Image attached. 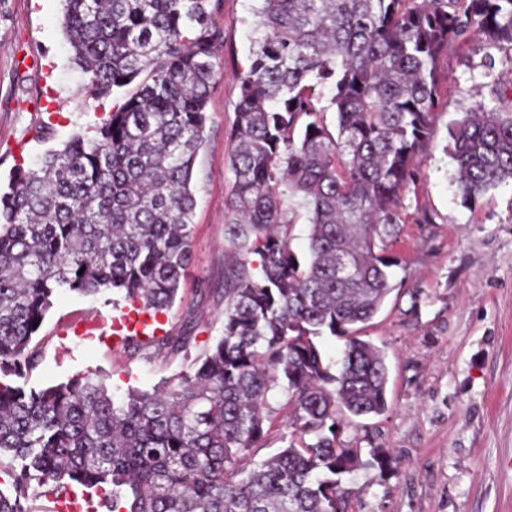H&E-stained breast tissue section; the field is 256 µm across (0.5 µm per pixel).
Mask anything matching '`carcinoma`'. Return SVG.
<instances>
[{
  "instance_id": "1",
  "label": "carcinoma",
  "mask_w": 512,
  "mask_h": 512,
  "mask_svg": "<svg viewBox=\"0 0 512 512\" xmlns=\"http://www.w3.org/2000/svg\"><path fill=\"white\" fill-rule=\"evenodd\" d=\"M73 61L120 97L0 192V465L24 460L0 512H32L35 472L106 489L107 512H347L357 452L336 414L387 409L385 351L357 333L394 290L389 252L445 106L440 63L472 41L512 72V0H261L238 74L224 232L222 336L192 371L117 396L86 371L35 389L30 347L61 292H118L170 309L193 258L194 167L224 31L220 0H64ZM328 85L335 131L317 107ZM448 124L456 192L475 205L512 182V96L491 85ZM308 208L305 260L290 203ZM345 338L338 372L319 346ZM288 406V445H266L269 394Z\"/></svg>"
}]
</instances>
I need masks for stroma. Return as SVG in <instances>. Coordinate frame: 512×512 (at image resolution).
Here are the masks:
<instances>
[{
	"instance_id": "1",
	"label": "stroma",
	"mask_w": 512,
	"mask_h": 512,
	"mask_svg": "<svg viewBox=\"0 0 512 512\" xmlns=\"http://www.w3.org/2000/svg\"><path fill=\"white\" fill-rule=\"evenodd\" d=\"M257 0H223L214 20L224 30L206 114L207 143L193 184L194 261L172 308L151 325L163 337L189 330L177 354L152 346L131 352L112 337L114 321L142 313L113 293L53 299L34 337L37 367L28 386L41 388L97 371L113 391L152 389L191 370L222 334L224 227L233 175L239 98L255 39ZM62 0H0V183L15 166L34 163L76 133H91L113 97L89 92L62 29ZM479 44L443 61L447 106L434 113V133L408 215L390 249L394 290L365 336L387 354V410L346 418L339 434L359 463L342 484L349 512H512V183L491 189L474 208L455 193L446 149L452 119L484 95ZM95 322L93 336L74 330ZM393 458L379 469L372 452Z\"/></svg>"
}]
</instances>
